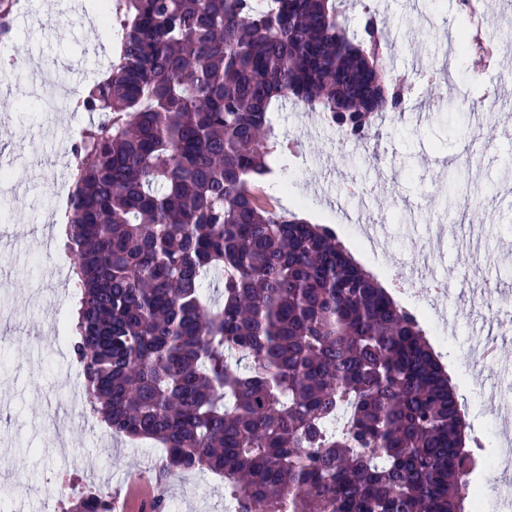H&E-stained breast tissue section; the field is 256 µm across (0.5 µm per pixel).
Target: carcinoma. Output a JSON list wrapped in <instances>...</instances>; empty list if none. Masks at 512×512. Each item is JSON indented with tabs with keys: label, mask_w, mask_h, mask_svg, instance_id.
Segmentation results:
<instances>
[{
	"label": "carcinoma",
	"mask_w": 512,
	"mask_h": 512,
	"mask_svg": "<svg viewBox=\"0 0 512 512\" xmlns=\"http://www.w3.org/2000/svg\"><path fill=\"white\" fill-rule=\"evenodd\" d=\"M346 0H118L116 60L75 103L79 309L92 412L224 478L235 512H465L477 457L417 319L327 225L271 205L274 105L368 142L397 112L376 12ZM386 88L387 93L380 92ZM219 278V297L203 288ZM70 512H107L78 496Z\"/></svg>",
	"instance_id": "obj_1"
}]
</instances>
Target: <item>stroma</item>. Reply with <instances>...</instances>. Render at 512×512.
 <instances>
[{"label": "stroma", "instance_id": "35a3bbf8", "mask_svg": "<svg viewBox=\"0 0 512 512\" xmlns=\"http://www.w3.org/2000/svg\"><path fill=\"white\" fill-rule=\"evenodd\" d=\"M51 0H29L23 29L14 38L15 52L38 54L42 64L79 63L91 73L89 51L101 47L96 27L86 25L89 9L97 0H74L71 24L60 27L46 13ZM377 9L396 38L393 63L398 72L414 71L416 56L429 61L442 57L448 45L427 35L422 15H432L440 29L453 31L464 16L457 0H423L413 10L409 0H363L349 15L358 29L364 7ZM488 59L472 51L458 64L456 80L437 82L449 99L468 94L476 99L497 94L484 72ZM90 120L86 112L42 110L37 96H0L1 167L8 170L18 191L0 196V464L11 467L18 449H26L21 475L31 489L28 496L10 498L8 479L0 477V498L10 500L13 512H70L72 495L51 491L56 475L89 477L124 495L127 472L142 468L148 442H116L104 451L96 435H70L75 454L59 453L42 423L48 415L71 412L70 392L83 381L70 368L72 351L58 352L51 325L60 320L69 327L75 311L72 288L54 278L49 251L35 247V239L59 240L51 218L50 184L58 169L57 143L50 130L55 124L79 128ZM512 110L472 126L461 112H429L422 123L401 112L380 128L367 151L347 148L340 161H332L328 134L320 128L318 113L283 108L277 114L279 136L290 141L286 165L276 176L289 193L304 204L311 222L331 226L354 258L388 289L403 307L424 321L430 344L457 387L467 424L466 434L478 445L477 453L491 459L496 453L494 416L488 398L491 388L512 378V205L502 198L512 186V172L504 161L512 158ZM374 182L387 179L388 190L370 202L372 216L387 241L382 253L367 251L346 214L357 209L358 199L346 193L347 178ZM469 197L475 212L447 205L449 189ZM449 231L443 254L433 269L446 275L456 294L429 301L416 300L413 286H401L400 276L413 277V256L435 225ZM500 288L498 308L488 311L471 301L487 281ZM499 338V363L469 368L466 357L477 341ZM167 498L180 501V512H225L224 482L210 474L173 477Z\"/></svg>", "mask_w": 512, "mask_h": 512}]
</instances>
